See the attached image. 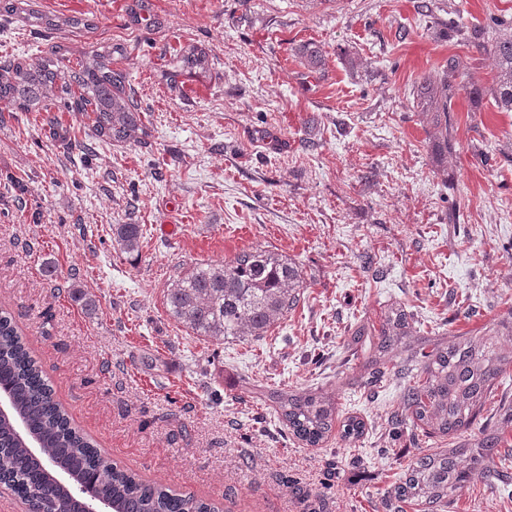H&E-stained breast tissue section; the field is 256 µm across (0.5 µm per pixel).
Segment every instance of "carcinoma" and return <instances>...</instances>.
I'll return each instance as SVG.
<instances>
[{
    "label": "carcinoma",
    "instance_id": "1",
    "mask_svg": "<svg viewBox=\"0 0 512 512\" xmlns=\"http://www.w3.org/2000/svg\"><path fill=\"white\" fill-rule=\"evenodd\" d=\"M17 16L56 30H92L87 18L36 13L31 0H0V17ZM468 37L490 39L496 68L494 89L498 108L512 112V32L490 36L474 29ZM304 63L317 69L324 55L315 44L301 46ZM64 47L58 45L35 62L0 60V113L51 112L63 107L88 120L93 139L133 145L143 135V112L127 74L112 68V46L81 55L77 66H62ZM185 72L208 66L205 49H180ZM456 62L425 76L413 96V107L434 130L432 163L443 168L455 152L452 100L462 83L456 81ZM114 239L128 254L139 252V224H118ZM303 288L295 261L255 247L234 259L201 263L181 274L166 289L169 315L194 335L223 341L259 338L286 313L295 309ZM512 336V319L483 336L461 334L451 342L442 336H417L411 315L390 307L379 325L361 324L355 332L368 351L373 374L388 373L403 382L400 405L388 418L399 427L407 422L428 437H456L472 429L499 378L512 368V354L499 337ZM8 399L0 414V472L28 503L31 512H85L104 505L109 512H215L214 506L193 496L173 493L136 474L114 466L90 439L73 426L54 390L31 354L19 327L0 312V394ZM288 431L316 447L341 424L340 438L353 441L364 434L365 423L355 416L339 419L332 396L312 391H274L265 396ZM499 431L483 428L460 444L433 451L418 449L404 479L388 492L384 508L402 503L433 512L448 507V499L475 480L491 488L501 470L512 463L502 451Z\"/></svg>",
    "mask_w": 512,
    "mask_h": 512
}]
</instances>
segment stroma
<instances>
[{"label":"stroma","instance_id":"obj_1","mask_svg":"<svg viewBox=\"0 0 512 512\" xmlns=\"http://www.w3.org/2000/svg\"><path fill=\"white\" fill-rule=\"evenodd\" d=\"M135 3L36 0L93 20L87 37L0 19V58L118 46L147 128L84 156L45 113L0 118V310L118 467L223 512H384L428 442L390 433L399 384L371 380L347 343L395 305L449 339L512 316V112L489 92L490 53L457 33L512 19V0H146L156 27ZM306 42L321 70L297 56ZM189 44L209 68L167 83ZM451 58L484 95L455 98L442 171L410 100ZM117 224L141 225L139 253L119 250ZM258 246L303 280L265 336L210 341L168 314L178 274ZM281 389L332 394L364 435L302 444L255 397ZM446 512H512V474Z\"/></svg>","mask_w":512,"mask_h":512}]
</instances>
